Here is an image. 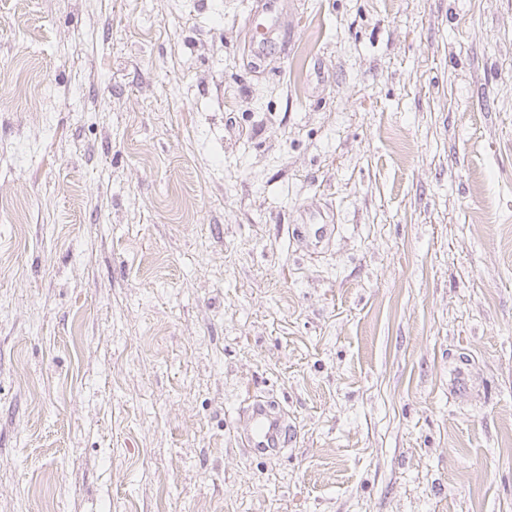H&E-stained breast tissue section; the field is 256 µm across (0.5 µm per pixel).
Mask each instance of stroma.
<instances>
[{"mask_svg": "<svg viewBox=\"0 0 512 512\" xmlns=\"http://www.w3.org/2000/svg\"><path fill=\"white\" fill-rule=\"evenodd\" d=\"M511 226L512 0H0V512H512ZM248 448L259 453H276L293 441L295 431L273 407L254 403L248 408L245 425Z\"/></svg>", "mask_w": 512, "mask_h": 512, "instance_id": "1", "label": "stroma"}]
</instances>
